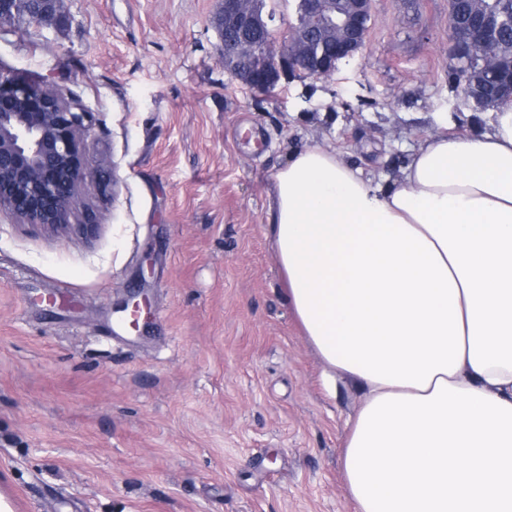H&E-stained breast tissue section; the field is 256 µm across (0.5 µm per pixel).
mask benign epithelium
<instances>
[{
	"label": "benign epithelium",
	"instance_id": "obj_1",
	"mask_svg": "<svg viewBox=\"0 0 512 512\" xmlns=\"http://www.w3.org/2000/svg\"><path fill=\"white\" fill-rule=\"evenodd\" d=\"M59 2L0 0V25L13 20L24 4L29 6V19H47ZM355 3L351 11L336 0H299V23H311L323 33L344 29L337 55L350 58L365 43L364 18L371 10V0ZM270 18L258 0H221L214 26L224 70L232 77L247 86L273 88L287 76L320 78L336 70L338 58L310 60L294 29L282 38L252 45L224 39L228 29L267 34ZM93 126V112L74 94L0 73V215L19 224L66 230L82 186L101 174L84 153ZM129 308L136 315L150 313L148 298L137 294L129 296L121 311Z\"/></svg>",
	"mask_w": 512,
	"mask_h": 512
}]
</instances>
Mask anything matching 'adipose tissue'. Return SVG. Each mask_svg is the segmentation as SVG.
I'll return each mask as SVG.
<instances>
[{"instance_id":"1","label":"adipose tissue","mask_w":512,"mask_h":512,"mask_svg":"<svg viewBox=\"0 0 512 512\" xmlns=\"http://www.w3.org/2000/svg\"><path fill=\"white\" fill-rule=\"evenodd\" d=\"M273 183L288 301L367 389L356 512H512V102L490 133L427 137L396 181L314 145Z\"/></svg>"}]
</instances>
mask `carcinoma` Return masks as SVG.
Listing matches in <instances>:
<instances>
[{
  "instance_id": "carcinoma-1",
  "label": "carcinoma",
  "mask_w": 512,
  "mask_h": 512,
  "mask_svg": "<svg viewBox=\"0 0 512 512\" xmlns=\"http://www.w3.org/2000/svg\"><path fill=\"white\" fill-rule=\"evenodd\" d=\"M465 55L456 73L464 94L491 107L502 104L500 89L512 81V0H452ZM305 39L316 53L331 56L337 40L311 31Z\"/></svg>"
}]
</instances>
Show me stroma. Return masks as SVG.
Listing matches in <instances>:
<instances>
[{
  "label": "stroma",
  "instance_id": "obj_1",
  "mask_svg": "<svg viewBox=\"0 0 512 512\" xmlns=\"http://www.w3.org/2000/svg\"><path fill=\"white\" fill-rule=\"evenodd\" d=\"M218 7L62 0L0 26V71L78 94L104 165L67 231L0 216L13 512H355L342 451L364 393L327 383L288 302L273 176L329 144L395 180L430 134L490 131L493 111L458 84L449 0H372L358 55L268 91L225 72ZM138 290L151 316L131 332L114 307Z\"/></svg>",
  "mask_w": 512,
  "mask_h": 512
}]
</instances>
